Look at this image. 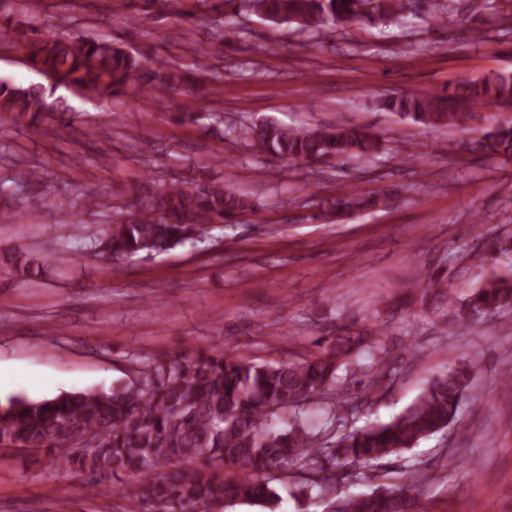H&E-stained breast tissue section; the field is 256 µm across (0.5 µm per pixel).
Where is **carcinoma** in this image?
Wrapping results in <instances>:
<instances>
[{
	"mask_svg": "<svg viewBox=\"0 0 512 512\" xmlns=\"http://www.w3.org/2000/svg\"><path fill=\"white\" fill-rule=\"evenodd\" d=\"M251 13L272 25L296 24L321 31L400 23L414 14L413 0H249ZM0 38L18 44L31 67L58 77L61 86L89 92L100 101L120 98L129 87L161 101L173 94L196 98L191 72L161 63L146 50L127 51L105 35L46 33L28 19L0 16ZM55 88L17 86L0 79V123L40 128L63 123L72 112ZM512 109V73L457 81L451 91L403 94L386 109L431 129L459 126L475 110ZM234 137L296 166L371 159L385 141L365 127L291 128L272 117L234 131ZM478 156L512 160V122H494L477 140L464 143ZM128 219L107 225L86 249L119 264L139 253L158 255L211 235L236 217L256 213L251 197L220 180L175 181L159 186L145 176L126 186ZM379 203L341 187L316 218L330 223ZM473 260L484 264L512 253V235L477 234ZM52 254L13 252L0 260L23 276L39 274ZM448 297L456 321L479 323L512 308V278L491 275L459 299L443 281L415 278L403 285ZM378 364L365 385L381 387L396 370L384 333L356 321L321 336L315 349L288 361L235 356L221 348L160 353L135 362L133 377L108 390L68 391L0 403V451L50 457L61 469L90 477V490L110 486L134 499L142 512H227L240 503L277 512L278 486L299 467L319 489L323 512H416L412 487L395 496L382 489L341 497L337 486L358 477L360 466L399 457L421 440L458 421L461 401L473 382L460 365L432 380L387 422L327 436L305 425L309 405L324 402L331 416L344 407L342 388L362 355Z\"/></svg>",
	"mask_w": 512,
	"mask_h": 512,
	"instance_id": "1",
	"label": "carcinoma"
}]
</instances>
